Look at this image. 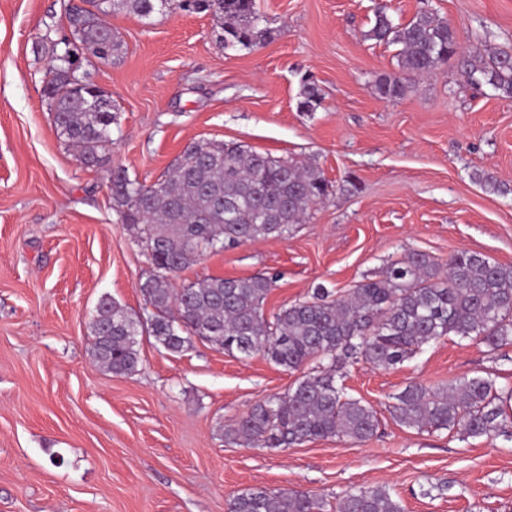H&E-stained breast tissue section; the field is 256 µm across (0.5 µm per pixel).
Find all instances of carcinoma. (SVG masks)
I'll return each instance as SVG.
<instances>
[{
    "label": "carcinoma",
    "instance_id": "obj_1",
    "mask_svg": "<svg viewBox=\"0 0 512 512\" xmlns=\"http://www.w3.org/2000/svg\"><path fill=\"white\" fill-rule=\"evenodd\" d=\"M217 18L226 48L254 47L259 28L255 0H197ZM380 4L366 38L399 47L400 72L381 74L377 94L405 96L409 82L457 57L475 85L512 99V49L458 52L456 31L432 11L394 23ZM129 12L148 18L162 12L160 0H69L66 15L75 44L89 63H114L124 45L108 18ZM44 94L56 134L77 149L78 162L94 168L112 144L118 108L102 90L76 89L66 75L65 54L50 46ZM321 104L318 89L304 85L300 109ZM112 209L136 230L152 272L141 285L146 318L129 313L112 298H100L90 329L93 359L114 376L139 365V340L150 336L171 354L197 338L231 355H262L288 371H300L296 386L253 405L224 428L225 439L251 448H288L326 438L364 442L379 427L377 412L349 396L338 380L360 361L390 369L425 344L445 336L476 339L494 351L512 344V266L463 251L446 264L428 253L409 251L390 261L347 296L317 288L304 299L266 316L264 302L274 278L212 277L175 287L179 274L207 252L221 251L288 233L328 195L318 167L298 164L251 147L217 140L189 144L150 184L112 172ZM512 388L490 377H462L450 385L406 386L391 414L417 431L492 438L512 431ZM230 512H328L326 500L302 490L254 488L237 495ZM334 512H403L385 487L361 488L342 497Z\"/></svg>",
    "mask_w": 512,
    "mask_h": 512
}]
</instances>
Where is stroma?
<instances>
[{"label": "stroma", "instance_id": "obj_1", "mask_svg": "<svg viewBox=\"0 0 512 512\" xmlns=\"http://www.w3.org/2000/svg\"><path fill=\"white\" fill-rule=\"evenodd\" d=\"M378 0H256L266 41L228 49L212 13L118 14L120 62L90 66L120 109L106 160L84 168L58 138L44 96V38L68 32L63 0H0V512H229L251 488L314 491L337 502L384 486L404 512H512V435L417 432L390 413L413 382L463 376L512 386V345L447 336L391 369L348 367V392L377 412L363 443L319 439L285 450L226 442L224 427L298 377L262 356L194 341L179 355L140 341L135 373L90 353L102 296L145 306L150 262L112 208L121 168L153 182L201 140L315 164L330 194L288 236L208 253L179 283L275 277L266 312L344 293L409 251H461L512 265V99L474 87L448 62L381 98L393 46L366 39ZM397 23L431 10L463 51L512 47V0H387ZM322 96L301 111L304 83ZM61 456L52 464V456Z\"/></svg>", "mask_w": 512, "mask_h": 512}]
</instances>
